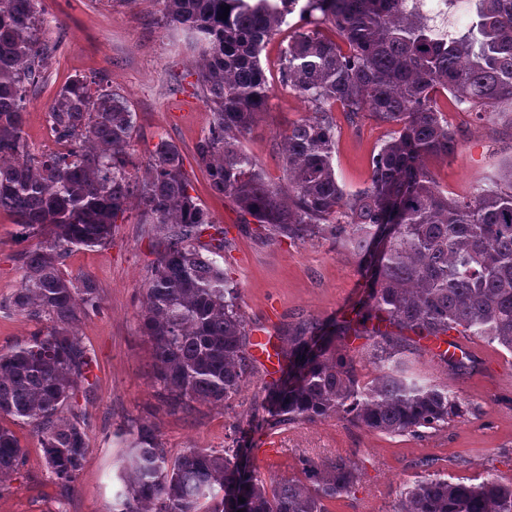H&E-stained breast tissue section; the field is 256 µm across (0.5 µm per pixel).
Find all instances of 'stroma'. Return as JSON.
Listing matches in <instances>:
<instances>
[{
  "label": "stroma",
  "instance_id": "1",
  "mask_svg": "<svg viewBox=\"0 0 512 512\" xmlns=\"http://www.w3.org/2000/svg\"><path fill=\"white\" fill-rule=\"evenodd\" d=\"M40 8L44 24L39 37L53 46L54 56L46 80L28 93L24 138L31 153L48 149L47 112L59 89L74 77L104 74L134 114L132 177H145L160 139L173 142L182 153L192 195L215 223L228 228L224 269L239 288L248 336L270 333L284 346L302 321L353 318L368 295L357 257L323 239L297 245L270 242L259 225L241 226L229 199L212 194L196 162L195 145L213 116L196 88L197 57L164 25L163 0H42ZM303 26L298 15H290L261 54L271 94L245 145L273 183L283 177L281 132L312 115L311 105L278 81L281 51ZM334 117L336 177L355 191L368 184L370 159L387 127L369 116L350 123L339 109ZM448 120L461 137L460 146L453 156L430 158L427 166L448 197H468L497 181L512 156V124L497 117L479 120L453 108ZM35 245V239L22 237L12 215L0 213V348L24 341L40 328L7 307L20 284L23 255ZM154 258L150 227L140 223L135 204L107 245L81 248L67 258L69 277L90 276L99 288L97 310L82 315L76 325L93 357L91 385L77 397V410L91 435L86 463L66 504H59V489L45 469L31 428L16 427L26 460L16 479L0 484V512H56L60 506L66 512H112L122 487L117 477L121 429L149 420L174 456L187 448L220 449L230 445L236 417L260 403L268 370L259 363L228 406L197 403L190 412H174L159 397L152 347L140 328L142 288ZM402 336L411 370L447 381L466 408L463 417L422 438L372 432L337 418L252 430L243 440L260 476H300L303 456L355 455L361 479L351 493L327 502V512H398L402 489L422 476L419 462L425 458L433 459V473L452 481L478 483L491 475L512 482V352L468 339L477 369L455 377L440 361L433 340L408 330Z\"/></svg>",
  "mask_w": 512,
  "mask_h": 512
}]
</instances>
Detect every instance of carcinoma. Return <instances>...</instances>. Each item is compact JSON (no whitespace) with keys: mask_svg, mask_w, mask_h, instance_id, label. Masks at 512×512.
I'll use <instances>...</instances> for the list:
<instances>
[{"mask_svg":"<svg viewBox=\"0 0 512 512\" xmlns=\"http://www.w3.org/2000/svg\"><path fill=\"white\" fill-rule=\"evenodd\" d=\"M164 2L166 23L200 59L197 87L213 124L195 151L212 193L272 242L322 238L352 251L369 280L355 321L371 329L353 331L348 321L300 326L288 337V370L263 385L259 407L234 433L331 417L418 438L448 427L464 415L463 403L448 384L415 375L385 327L435 339L460 327L512 352V156L504 185L464 200L442 194L426 165L459 144L440 90L479 120L512 123V0H472L473 18L458 37L432 29L409 0ZM223 5L230 7L225 19ZM296 12L313 28L288 43L280 82L314 112L281 134L283 179L271 183L242 140L270 95L260 52ZM43 23L38 0H0V212L39 238L9 307L48 322L0 348V420L32 428L50 478L66 493L90 442L76 407L92 357L75 327L97 307L99 291L92 278L75 281L63 266L74 249L105 245L131 200L155 238L141 329L168 407H225L253 365L237 284L219 264L227 231L190 194L172 142L160 140L145 178L131 180L133 112L104 75L74 77L51 102L47 121L63 150H27L26 93L45 78L53 53L38 37ZM336 106L352 123L367 114L390 127L372 155L369 184L353 192L339 184L333 164ZM351 331L372 340L376 376L368 382L353 357L330 351L333 337ZM439 357L455 375L476 369L467 354ZM120 440L128 452L112 512H326L325 500L349 494L361 478L352 454L303 457L304 478L266 483L239 440L172 457L145 420ZM24 456L15 432L0 423V485L20 472ZM402 496L400 512H512V483L494 477L467 484L434 474Z\"/></svg>","mask_w":512,"mask_h":512,"instance_id":"1","label":"carcinoma"}]
</instances>
